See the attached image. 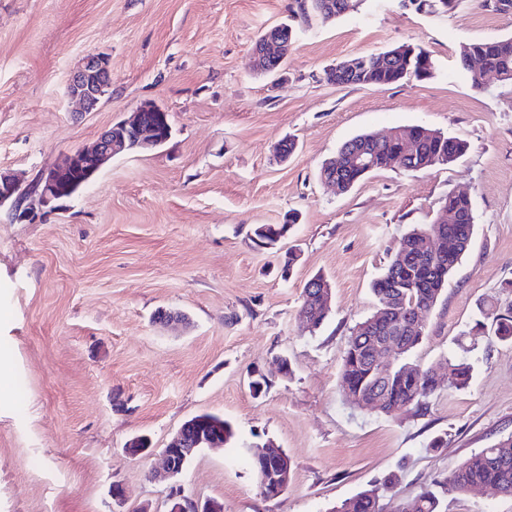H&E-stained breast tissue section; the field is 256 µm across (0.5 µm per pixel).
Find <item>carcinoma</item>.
I'll return each instance as SVG.
<instances>
[{"label":"carcinoma","mask_w":512,"mask_h":512,"mask_svg":"<svg viewBox=\"0 0 512 512\" xmlns=\"http://www.w3.org/2000/svg\"><path fill=\"white\" fill-rule=\"evenodd\" d=\"M321 2L325 0H299L296 15L304 22L311 16L326 22L354 7L353 0H330L336 10L322 15L317 11V4ZM408 48L410 53L390 59L384 68L375 66L374 54H359L357 75L331 71L327 73V78L338 85L382 87L411 79L434 77L426 65L429 54L419 45L410 44ZM468 55L481 61V71L472 70L467 63ZM459 63L461 75L468 77L476 88L484 89L490 81L495 86L512 84V36L464 45L460 50ZM467 149L465 141L439 130L424 125H408L381 143L373 141L372 135L367 133L354 136L342 144L334 159L322 164L321 170L332 169L336 172V178L356 183L365 177L353 164V157L359 153L372 154L376 158L377 171L398 166L410 172H419L449 164ZM443 208L453 214L454 222L442 231L443 241L439 249L433 252L425 247L426 233L431 226L411 228L401 237L389 263L371 285L376 302L372 316L388 309L383 322L384 335L403 340L396 365L383 366L386 378L382 383L375 381L376 372L370 362L373 336L369 326L371 316L356 321L349 328L340 368V387L354 396L359 394L365 398L373 392L377 393L388 415L411 405L417 408L427 405L428 399L440 388L445 374L459 389L468 387L473 378L474 364L466 357L448 358L428 367L416 364L412 354L422 340L425 329L416 331L407 326L403 315V312L416 306L423 316H428L472 240L475 230L472 198L467 194L451 192L443 199ZM297 219L298 216L293 215L286 224H261L255 227L253 234L256 243H277L288 235ZM480 313L481 319L472 327L475 334L485 333L486 322L489 321L496 339L512 341V303L482 309ZM299 318L309 322L310 328L318 329L327 319V314L316 310L314 304L304 298ZM191 430L203 435L221 433L227 444L235 441L233 424L216 414L194 416ZM397 481L398 476L391 474L371 488L338 503L335 512H375L376 504L382 503ZM486 485L512 496V436L480 449L450 475L436 480L435 486L440 488V492L427 488L422 490L407 512H441L440 495L467 493Z\"/></svg>","instance_id":"1"}]
</instances>
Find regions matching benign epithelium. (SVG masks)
I'll list each match as a JSON object with an SVG mask.
<instances>
[{"label":"benign epithelium","instance_id":"7a95c632","mask_svg":"<svg viewBox=\"0 0 512 512\" xmlns=\"http://www.w3.org/2000/svg\"><path fill=\"white\" fill-rule=\"evenodd\" d=\"M289 45L278 39L266 37L258 45L260 51L256 55L262 58L275 56L281 53V48ZM112 86V69L108 57L101 54H93L84 58L81 65L72 73L68 85L67 95L77 102L83 112H93L97 109L106 91ZM162 108L156 104L142 105L128 118L120 120L105 129L97 140L88 147H82L73 151L58 166H52L44 171L31 191L24 192L11 178L0 175V206L5 202H12L15 215L22 219L33 221L40 211L48 206L60 202V186L68 182L72 175L84 171L90 175L99 172L112 158L119 156L131 149L150 145L161 146L168 141L171 131L161 134L151 125L144 122L143 113L160 112ZM401 341L388 337L375 345L373 352V365L382 367L381 359L390 350H399ZM185 423L174 435L169 444L162 450L163 473L161 478H174L182 473L186 460L197 448L214 447L224 444V438L215 435H199L189 439ZM266 454L275 458L278 462V474L270 478L261 479V491L263 497L274 500L282 495L288 487L290 476V462L279 450H268ZM171 508L169 512H220L222 504L212 500L186 499L178 492L170 493Z\"/></svg>","mask_w":512,"mask_h":512}]
</instances>
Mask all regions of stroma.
<instances>
[{
    "mask_svg": "<svg viewBox=\"0 0 512 512\" xmlns=\"http://www.w3.org/2000/svg\"><path fill=\"white\" fill-rule=\"evenodd\" d=\"M295 0H0V173L32 185L46 168L144 102L160 105L164 145L112 159L33 222L0 206V512H168L170 486L224 512H327L390 474L400 512L434 479L512 436V341L468 333L480 308L512 301V85L478 89L458 72L463 45L512 36V10L458 0L427 12L360 0L296 28L284 78L257 75L253 46L291 21ZM404 43L436 74L387 87L339 86L325 72ZM106 55L112 86L96 111L66 95L83 58ZM423 124L467 142L455 162L372 173L349 192L321 182L349 138ZM298 143L288 161L274 147ZM452 191L470 194L475 234L430 312L414 357L475 365L427 407L358 408L340 388L348 329L375 308L374 278L402 235L432 223ZM298 212L292 235L257 245L260 224ZM297 251L289 261V251ZM329 281L324 326L298 320L305 282ZM190 318L184 330L157 310ZM290 372L281 375L280 359ZM269 388L253 394V375ZM223 415L234 446L204 448L174 483L152 480L191 417ZM151 449L128 456L136 436ZM445 446L428 448L434 437ZM274 442L289 457L285 493L265 499L242 454ZM121 484L123 502L110 493ZM443 512H512L492 488L449 494Z\"/></svg>",
    "mask_w": 512,
    "mask_h": 512,
    "instance_id": "35a3bbf8",
    "label": "stroma"
}]
</instances>
